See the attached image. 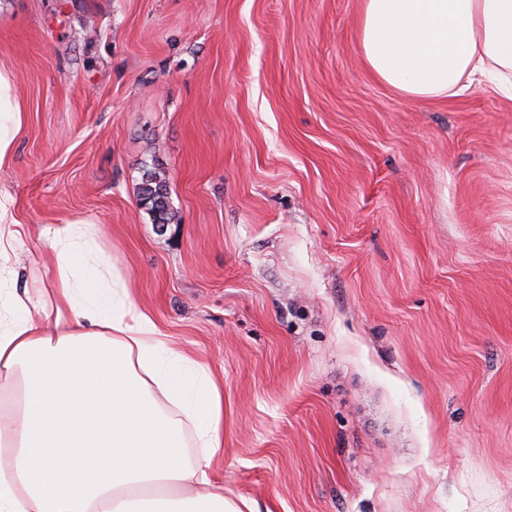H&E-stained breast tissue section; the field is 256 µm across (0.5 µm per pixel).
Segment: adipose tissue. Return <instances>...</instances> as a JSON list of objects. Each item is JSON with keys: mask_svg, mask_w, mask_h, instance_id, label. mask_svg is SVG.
Listing matches in <instances>:
<instances>
[{"mask_svg": "<svg viewBox=\"0 0 512 512\" xmlns=\"http://www.w3.org/2000/svg\"><path fill=\"white\" fill-rule=\"evenodd\" d=\"M359 42L376 78L408 97L478 83L512 99V0H363ZM23 122L0 71V170ZM21 234L0 195V512H256L209 479L224 454L221 382L138 309L92 226L44 231L52 327L1 263Z\"/></svg>", "mask_w": 512, "mask_h": 512, "instance_id": "1", "label": "adipose tissue"}]
</instances>
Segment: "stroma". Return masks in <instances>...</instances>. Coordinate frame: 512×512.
<instances>
[{
	"mask_svg": "<svg viewBox=\"0 0 512 512\" xmlns=\"http://www.w3.org/2000/svg\"><path fill=\"white\" fill-rule=\"evenodd\" d=\"M362 0H0L24 112L10 256L94 224L139 308L224 384L232 501L512 512V99L377 80ZM169 176L171 224L140 207Z\"/></svg>",
	"mask_w": 512,
	"mask_h": 512,
	"instance_id": "obj_1",
	"label": "stroma"
}]
</instances>
